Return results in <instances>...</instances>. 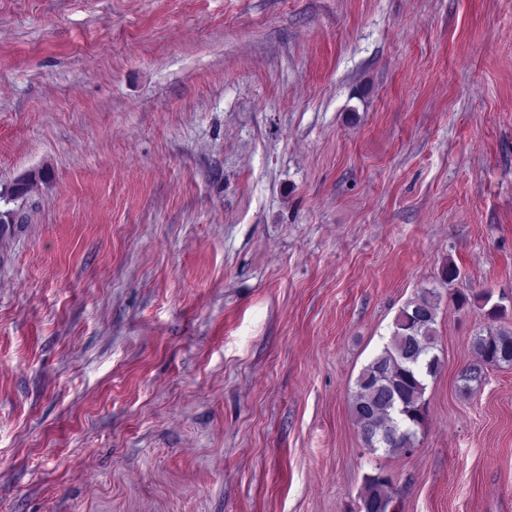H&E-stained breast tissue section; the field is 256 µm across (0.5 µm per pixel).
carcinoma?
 <instances>
[{"label": "carcinoma", "instance_id": "1", "mask_svg": "<svg viewBox=\"0 0 512 512\" xmlns=\"http://www.w3.org/2000/svg\"><path fill=\"white\" fill-rule=\"evenodd\" d=\"M435 292L426 290L408 303L394 321L383 349L361 370L356 381L352 413L369 451L404 455L416 447L425 416L426 381L441 368L437 349ZM479 362L459 373L460 390L480 385L485 370L512 364V330H489L473 338ZM390 477L378 471L365 478L366 492L358 512H397L389 490Z\"/></svg>", "mask_w": 512, "mask_h": 512}]
</instances>
